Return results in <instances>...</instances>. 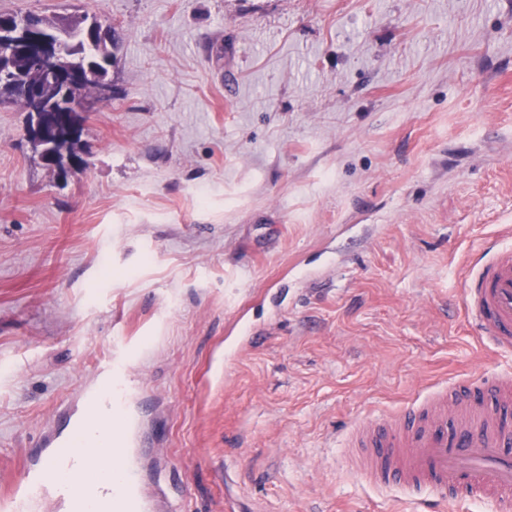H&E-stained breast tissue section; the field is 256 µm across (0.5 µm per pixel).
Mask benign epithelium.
I'll return each instance as SVG.
<instances>
[{
  "instance_id": "7a95c632",
  "label": "benign epithelium",
  "mask_w": 512,
  "mask_h": 512,
  "mask_svg": "<svg viewBox=\"0 0 512 512\" xmlns=\"http://www.w3.org/2000/svg\"><path fill=\"white\" fill-rule=\"evenodd\" d=\"M24 16L0 15V76L23 87V94L12 98L29 116L26 139L44 166L63 175L57 152L80 136L83 113L101 105L111 94V85L103 80L85 97L71 96V90L88 84L90 75L72 67L64 42L54 33L35 38ZM31 61L32 70L20 74L13 69L18 56Z\"/></svg>"
}]
</instances>
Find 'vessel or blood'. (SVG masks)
<instances>
[{
    "mask_svg": "<svg viewBox=\"0 0 512 512\" xmlns=\"http://www.w3.org/2000/svg\"><path fill=\"white\" fill-rule=\"evenodd\" d=\"M488 258L464 281L465 306L477 336L512 354V232L487 242ZM512 406V371L475 380L454 392L439 390L401 413L356 426L351 447L361 449L356 474L370 482L425 487L447 502L463 488L493 512H512V421L486 408V400ZM42 468L23 471L7 498L23 512L21 493L33 491Z\"/></svg>",
    "mask_w": 512,
    "mask_h": 512,
    "instance_id": "vessel-or-blood-1",
    "label": "vessel or blood"
}]
</instances>
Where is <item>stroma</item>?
<instances>
[{
    "label": "stroma",
    "mask_w": 512,
    "mask_h": 512,
    "mask_svg": "<svg viewBox=\"0 0 512 512\" xmlns=\"http://www.w3.org/2000/svg\"><path fill=\"white\" fill-rule=\"evenodd\" d=\"M0 13L119 31L82 168L57 178L0 106V495L109 364L150 512H424L348 471L349 435L512 371L462 300L512 226V0Z\"/></svg>",
    "instance_id": "obj_1"
}]
</instances>
